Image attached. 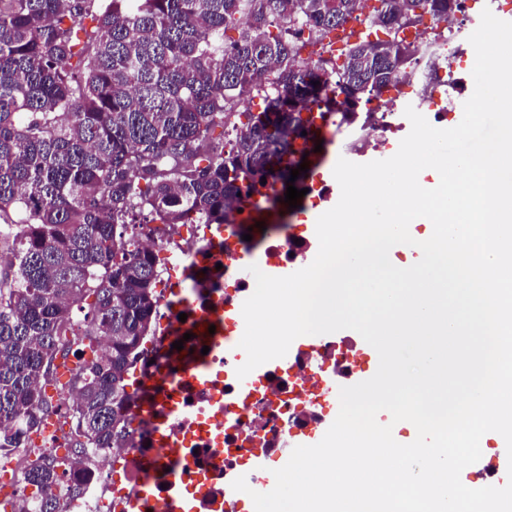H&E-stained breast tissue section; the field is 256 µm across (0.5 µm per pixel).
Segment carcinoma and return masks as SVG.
Returning a JSON list of instances; mask_svg holds the SVG:
<instances>
[{"mask_svg": "<svg viewBox=\"0 0 512 512\" xmlns=\"http://www.w3.org/2000/svg\"><path fill=\"white\" fill-rule=\"evenodd\" d=\"M355 0H0V457L25 448L60 413L45 387L56 356L76 366L70 447L111 448L129 436L137 389L128 374L159 308L161 259L128 228L233 224L255 196L253 223L283 228L281 192L262 179L322 163L313 113L355 116L416 63L403 39L350 47L327 68L300 57ZM459 0H379L366 28L428 14L449 21ZM238 38L226 41V32ZM336 98L321 95L323 76ZM264 93L261 112L235 111ZM220 135H215L216 129ZM307 135H302V132ZM261 222L262 231L256 227ZM14 512H64L53 493L86 491L81 469L51 453L25 472Z\"/></svg>", "mask_w": 512, "mask_h": 512, "instance_id": "carcinoma-1", "label": "carcinoma"}]
</instances>
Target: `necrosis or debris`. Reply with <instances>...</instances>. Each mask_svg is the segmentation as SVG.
I'll return each mask as SVG.
<instances>
[{
  "label": "necrosis or debris",
  "instance_id": "necrosis-or-debris-1",
  "mask_svg": "<svg viewBox=\"0 0 512 512\" xmlns=\"http://www.w3.org/2000/svg\"><path fill=\"white\" fill-rule=\"evenodd\" d=\"M414 29L429 67L406 73L402 84L421 82L424 117L447 119L454 97L465 91L454 64L474 49L451 36L430 40L427 21L416 22ZM405 129L396 100L375 99L340 127V148L348 157L373 154L384 160ZM214 232V225L190 221L172 236L150 239L162 254L165 312L145 339L133 375L143 400L157 409L149 414L134 408L128 444L95 451L84 463L87 491L68 500L66 512H127L133 498L138 512H165L172 498L186 512H239L240 494L231 487L236 473L251 460L276 456L295 434L320 427L332 405L324 383L336 372L355 375L347 350L327 340L317 353H300L288 365L272 367L255 380L249 395L240 394L234 372L244 359L226 358L212 336L223 333L226 314L243 326L241 303L252 295L254 277L229 270L233 249ZM210 322L211 333L205 330ZM185 337L196 353L176 352L175 342Z\"/></svg>",
  "mask_w": 512,
  "mask_h": 512
}]
</instances>
